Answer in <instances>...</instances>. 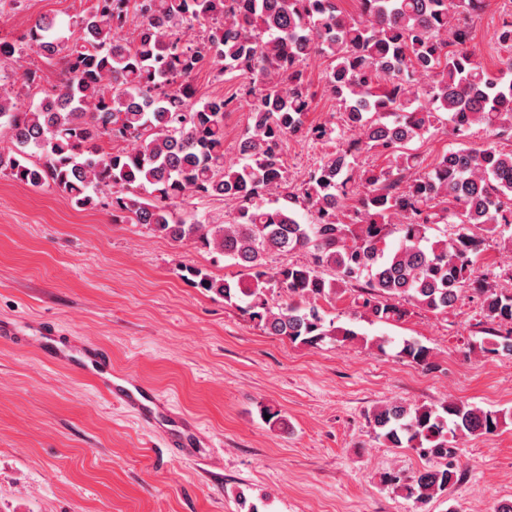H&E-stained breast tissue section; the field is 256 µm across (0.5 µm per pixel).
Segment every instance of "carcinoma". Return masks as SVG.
<instances>
[{
	"instance_id": "cac0c4a2",
	"label": "carcinoma",
	"mask_w": 512,
	"mask_h": 512,
	"mask_svg": "<svg viewBox=\"0 0 512 512\" xmlns=\"http://www.w3.org/2000/svg\"><path fill=\"white\" fill-rule=\"evenodd\" d=\"M89 2L69 29L39 17L19 39L61 65L62 78L46 89L39 71L24 72L18 80L39 96L26 107L0 78V139L10 143L0 150L1 173L52 188L79 208L97 207L107 190L112 216L224 256L237 275L187 267L184 278L293 344L357 338L322 306L348 286L358 287L362 313L384 323L408 316L406 303L446 313L467 286L491 323L512 325V292L486 285L491 269L473 277L483 249L472 228L501 236L512 229V152L466 142L474 124L512 139V60L491 74L469 51L485 0H357L356 17L338 0ZM133 14L140 25L129 40L123 31ZM197 26L203 35L194 41L186 30ZM494 40L512 52V18L502 19ZM313 55L330 58L325 81L343 108L341 130L306 126L304 63ZM205 63L219 78H250L251 124L232 164L224 159V118L240 99L197 97ZM424 76L430 82L420 87ZM441 122L459 143L426 170L408 144ZM299 136L342 145L293 192L281 143ZM372 149L387 166L355 174V159ZM273 195L283 203L272 205ZM211 197L236 202V215L218 224L177 211L190 198ZM299 200L313 223L296 218ZM448 222L459 226L455 238L432 240L433 226ZM294 250L308 251L309 263L266 267L269 254ZM274 290L286 296L277 307L268 298ZM399 354L431 365L430 348L417 341H403ZM370 423L389 448L445 460L410 477L384 476L425 503L458 480L448 435L494 434L500 413L464 402H392Z\"/></svg>"
}]
</instances>
